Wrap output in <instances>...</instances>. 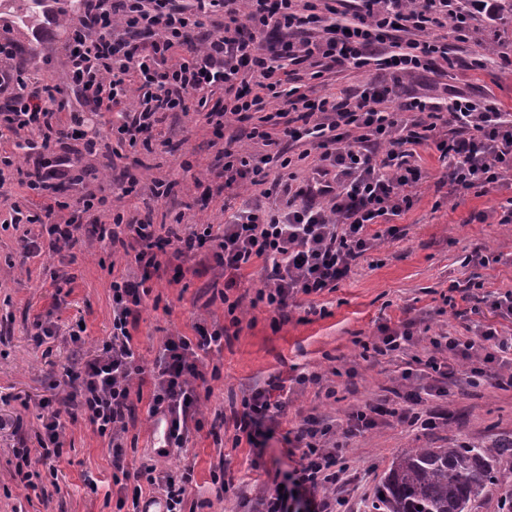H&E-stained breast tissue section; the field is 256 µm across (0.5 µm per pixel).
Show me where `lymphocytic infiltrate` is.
Listing matches in <instances>:
<instances>
[{
    "label": "lymphocytic infiltrate",
    "instance_id": "obj_1",
    "mask_svg": "<svg viewBox=\"0 0 512 512\" xmlns=\"http://www.w3.org/2000/svg\"><path fill=\"white\" fill-rule=\"evenodd\" d=\"M223 15L224 26L206 30L204 22ZM498 0H80L79 13L62 24L69 87L76 107L65 108L55 87L28 81L17 44L0 35V95L10 106L0 113V128L23 137L29 151H54L50 161H35L24 183L30 194L13 203L10 221L39 224L64 209L58 194L73 180L76 158L95 154L115 136L130 148L149 146L165 114L188 111L197 104L205 124L222 130L225 118L250 125L249 136L265 153L242 155L219 150L223 164L216 194L249 182L261 201L225 218L220 232L168 231L155 234L150 223L122 215L106 217L104 195L88 193L75 205L99 239L111 237L112 225H126L134 242L139 277L116 276L112 291V335L89 359L66 368L70 404L80 409L112 454V484L118 512H183L192 486L191 471L174 475L146 464L136 475L125 467L123 436L134 411L132 384L153 382L149 416L163 422L167 438L161 455L183 447L189 424L200 413L199 385L206 380L203 357L224 344L223 329L196 325V338L166 340L152 368L137 360L130 328L159 273L163 254L192 259L211 245L216 265L229 272L225 288L254 261L265 276L250 300L284 313L297 297L315 298L334 290L352 265L373 246L371 225L397 237L393 218L409 211L422 172L416 148L433 142L448 165L452 186L488 190L512 185V113L495 102L474 101L453 92L445 101L426 93L398 98L390 87L373 85L360 95L299 92L288 83L291 69L310 79L330 71L376 67L396 76L442 69L449 41L468 42L481 23L496 22ZM200 45L188 57L181 48L191 32ZM224 90L223 110H207L214 88ZM281 102L290 118L281 133L270 132L267 109ZM449 113L458 134L438 135L442 113ZM306 142L319 149L313 175L292 187L271 177L272 167L289 168L283 143ZM496 316L470 336H436L426 341L421 364L434 381L467 369L472 384L490 380L512 389V291L482 299ZM399 407L370 402L349 413L344 426L310 414L289 440L301 451L283 483L272 484L251 501L249 512H343L350 484L339 435L376 426L382 415L432 428L435 413H421L414 390L403 389ZM46 416L37 448L20 444L14 478L36 489L33 461L60 458L64 447L63 409L45 398ZM285 408L270 390L257 389L242 400L236 429L253 437L264 422ZM155 495L143 500L144 488Z\"/></svg>",
    "mask_w": 512,
    "mask_h": 512
}]
</instances>
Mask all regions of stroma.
Returning <instances> with one entry per match:
<instances>
[{"label": "stroma", "mask_w": 512, "mask_h": 512, "mask_svg": "<svg viewBox=\"0 0 512 512\" xmlns=\"http://www.w3.org/2000/svg\"><path fill=\"white\" fill-rule=\"evenodd\" d=\"M488 47L494 53L492 63L478 71L467 69V62ZM450 56L455 66L448 74L407 77L404 85L461 89L476 97L490 93L504 110L512 109V27L495 33L482 30L474 41L453 43ZM223 133V139H216L197 112L169 114L158 126L151 148L133 151L116 141L111 158L83 156L77 165L78 179L64 199L74 201L108 178L132 175L137 179L133 192L112 197L113 211L128 218L150 217L158 229L179 222L222 224L223 206L245 207L254 199V191L243 186L235 194L205 202L194 179L216 169L223 142H230L239 153L256 148L233 120L225 121ZM418 154L422 179L414 206L395 220L400 237L379 241L335 290L318 297L325 316L307 314L302 298L284 317L246 304L229 313L227 299L252 297L263 275L257 262L242 270L236 286L226 294L219 288L224 270L208 257L182 262L179 282H172L167 273L150 280L131 330L144 366H152L166 339L194 337L195 324L225 327L226 338L222 349L205 360L217 375L207 380L210 395L199 416L201 427L191 431L186 448L169 457L155 454L158 441L147 414L152 385H141L125 435L129 473H136L147 461L173 472L190 466L195 483L188 500L202 502L201 512H248V500L271 485L276 472L289 469L284 441L288 429L312 413L344 424L352 409L400 387L402 370L413 356L423 355L424 346L418 343L392 357L363 356L362 342L377 336L381 325L410 322L421 337L444 336L465 333L492 319L488 309L472 312L468 301L452 308L446 299L450 287L461 289L473 282L483 283L488 292L512 290V224L499 223L497 215L500 203L512 196V187H496L482 195L452 190L435 147H420ZM157 179L173 182L170 196H153ZM25 193L12 177L0 185V512H117L115 499L107 495L112 488L108 442L94 434L79 413L66 426L64 454L54 463L57 474L44 476L42 492L25 490L13 479L18 435L35 442L41 430L40 400L51 395L65 400L64 367L75 356L94 355L109 339L112 277L134 270L121 244L102 243L87 232L66 260L45 253L25 254V234L45 232L38 224L7 223L11 204ZM484 252L500 255V262L479 265L475 256ZM47 313L57 322V332L36 339L31 323ZM80 323L85 326L84 342L77 349L69 334ZM304 369L333 381L336 399L325 398L317 386L295 384V376ZM274 377L282 387L272 396L285 402L286 413L266 431L263 448L256 449L238 439L233 415L245 395L266 387ZM413 387L422 410H438L435 428L425 430L386 416L376 427L343 438L344 459L357 475L349 496L350 512H374V492L402 449L444 448L512 433V390L494 388L487 381L473 386L463 374L446 384L442 396L422 374L414 378ZM219 414L224 425L216 429L212 421ZM222 466L227 467L232 485L220 495L213 474ZM89 475L97 480V490L87 486Z\"/></svg>", "instance_id": "1"}]
</instances>
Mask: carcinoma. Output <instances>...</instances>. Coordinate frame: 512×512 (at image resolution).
<instances>
[{
  "label": "carcinoma",
  "instance_id": "1",
  "mask_svg": "<svg viewBox=\"0 0 512 512\" xmlns=\"http://www.w3.org/2000/svg\"><path fill=\"white\" fill-rule=\"evenodd\" d=\"M512 474V434L445 448H408L377 489L376 512H472ZM422 510H417V507Z\"/></svg>",
  "mask_w": 512,
  "mask_h": 512
}]
</instances>
